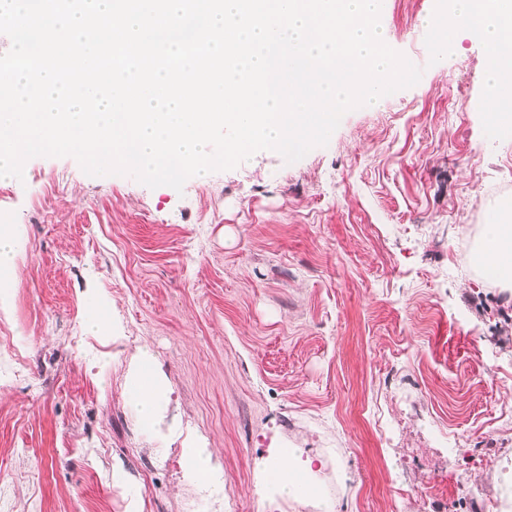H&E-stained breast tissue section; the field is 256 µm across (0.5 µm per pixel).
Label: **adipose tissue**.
I'll return each instance as SVG.
<instances>
[{"mask_svg":"<svg viewBox=\"0 0 512 512\" xmlns=\"http://www.w3.org/2000/svg\"><path fill=\"white\" fill-rule=\"evenodd\" d=\"M442 41L456 34L477 37L486 49L487 96L494 103L486 118L496 125H512V0H447L439 14L430 17ZM477 260L501 279L512 282V217L499 216L485 226ZM133 387L136 392V413L141 426L156 425L163 393L152 357L139 350L135 357ZM312 459L302 458L295 449H280L268 466L275 492L294 497L305 489L304 480L313 473Z\"/></svg>","mask_w":512,"mask_h":512,"instance_id":"adipose-tissue-1","label":"adipose tissue"}]
</instances>
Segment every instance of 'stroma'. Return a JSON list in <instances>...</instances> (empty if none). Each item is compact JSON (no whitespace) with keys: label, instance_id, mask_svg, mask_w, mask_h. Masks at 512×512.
Returning a JSON list of instances; mask_svg holds the SVG:
<instances>
[{"label":"stroma","instance_id":"1","mask_svg":"<svg viewBox=\"0 0 512 512\" xmlns=\"http://www.w3.org/2000/svg\"><path fill=\"white\" fill-rule=\"evenodd\" d=\"M442 6L385 0L420 81L296 162L260 151L178 191L39 156L0 182L4 512H204L193 442L224 512H512V288L476 259L512 209V130L485 118L481 44L427 25ZM142 348L151 430L126 388ZM279 448L323 458L313 495L256 493ZM136 372L133 387L136 392L137 419L142 427L154 428L163 393L152 357L146 349H140L135 356ZM183 459L188 464L187 477L199 483L215 484L220 478L210 448L200 445H189L183 448Z\"/></svg>","mask_w":512,"mask_h":512}]
</instances>
